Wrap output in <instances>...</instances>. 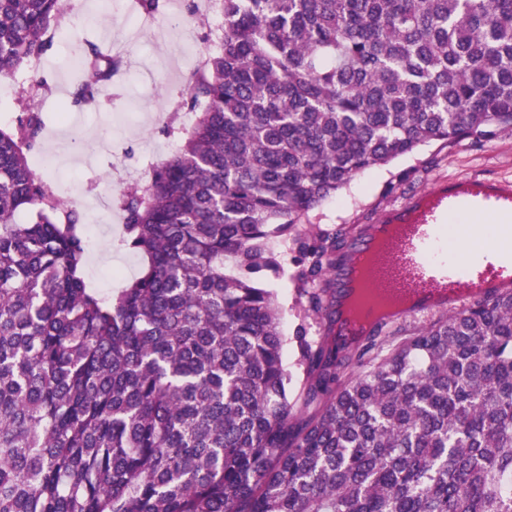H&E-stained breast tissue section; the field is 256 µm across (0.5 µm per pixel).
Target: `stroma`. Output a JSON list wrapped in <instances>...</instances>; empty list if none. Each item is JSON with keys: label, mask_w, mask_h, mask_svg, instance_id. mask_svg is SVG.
<instances>
[{"label": "stroma", "mask_w": 512, "mask_h": 512, "mask_svg": "<svg viewBox=\"0 0 512 512\" xmlns=\"http://www.w3.org/2000/svg\"><path fill=\"white\" fill-rule=\"evenodd\" d=\"M206 3L166 0L163 14L150 19L133 7L107 12L101 0H84L89 24L80 31V38L117 43L125 73L100 105L85 111L82 128L59 117L58 104L71 91L74 77L59 43H51L40 67L29 66L15 78L0 80V113L16 119L36 102L46 117L36 156H44L56 142L65 144V159L55 170L44 168L40 174L84 212L91 242L86 277L101 291L124 285L123 279H111V269L125 265L134 273L140 267L139 257L120 244L116 230L123 226L124 216L116 201L130 183L148 181L153 168L165 162L177 146L164 128L172 113L181 109L179 87L189 75L180 45L183 39H194L199 56H206L212 43ZM41 78L49 86L42 97L36 85ZM471 177L512 179V132L498 133L489 140L469 137L450 146L433 142L371 167L323 201L309 218L327 225L378 224L389 209L433 192L444 182ZM282 266L280 276H268L262 285L273 292L282 310L283 360L293 369L288 391L295 396L303 382L301 371L293 367L299 308L290 279L291 258L284 257Z\"/></svg>", "instance_id": "1"}]
</instances>
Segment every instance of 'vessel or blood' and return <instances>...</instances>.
I'll return each instance as SVG.
<instances>
[{"label": "vessel or blood", "instance_id": "1", "mask_svg": "<svg viewBox=\"0 0 512 512\" xmlns=\"http://www.w3.org/2000/svg\"><path fill=\"white\" fill-rule=\"evenodd\" d=\"M431 204L419 209L409 203L392 209L387 221L403 225L400 238L389 240L382 252L372 244L382 227L368 225L352 245L343 267L336 271L337 288L346 291L355 279V263L372 256L365 286L371 297L389 298L413 295L420 299L419 313L436 310V296L442 288L459 283L485 267L497 264L512 269V182H488L474 177L451 181L430 197ZM492 216L496 238L469 250L464 259H448L443 253L447 213Z\"/></svg>", "mask_w": 512, "mask_h": 512}]
</instances>
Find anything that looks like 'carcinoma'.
<instances>
[{
    "label": "carcinoma",
    "instance_id": "obj_1",
    "mask_svg": "<svg viewBox=\"0 0 512 512\" xmlns=\"http://www.w3.org/2000/svg\"><path fill=\"white\" fill-rule=\"evenodd\" d=\"M65 2L0 0V79ZM219 2L193 124L122 193L143 265L115 295L33 170L43 113L0 128V512H512V290L344 347L332 270L356 235L309 223L373 166L512 130V0ZM121 65L90 44L63 111ZM273 238L306 319L298 408Z\"/></svg>",
    "mask_w": 512,
    "mask_h": 512
}]
</instances>
